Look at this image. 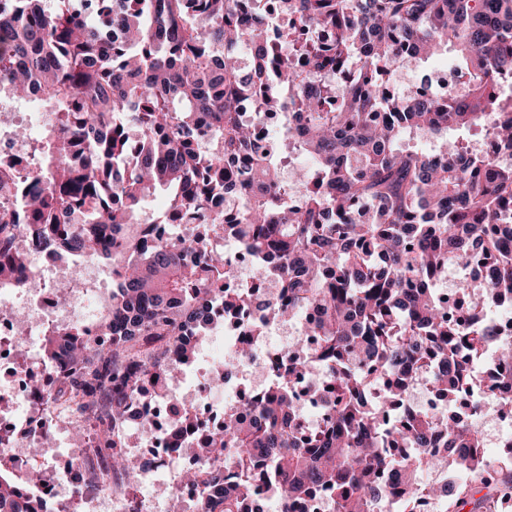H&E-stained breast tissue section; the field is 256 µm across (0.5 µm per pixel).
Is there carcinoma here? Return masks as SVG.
<instances>
[{
	"label": "carcinoma",
	"mask_w": 512,
	"mask_h": 512,
	"mask_svg": "<svg viewBox=\"0 0 512 512\" xmlns=\"http://www.w3.org/2000/svg\"><path fill=\"white\" fill-rule=\"evenodd\" d=\"M278 6L282 23L268 16ZM453 50L467 77L454 94L393 89L401 66ZM512 0H0V99L29 97L49 119L25 179L0 154V280L41 254L93 259L112 273L99 344L72 323L43 331L56 392L89 455L130 480L121 428L138 399L164 396L191 362V337L257 305L288 320L313 311V353L273 366L270 384L224 410L201 449L209 478L203 512H261L279 502L336 499V512H386L389 497L418 502L419 473L457 448L464 483L512 497L483 462L482 440L454 415L409 414L385 425L368 388L388 404L417 357L441 369L434 389L452 403L488 344L512 343L468 315L473 289L512 306ZM283 117L272 145L256 120ZM480 130L510 150L482 154L457 130ZM168 192L161 223L185 237L155 239L137 214ZM301 194L303 206L288 205ZM224 210L212 209V199ZM367 222L354 219L359 203ZM232 238L287 302L232 287L213 246ZM483 252V281H463L457 316L432 285ZM329 370L323 428L304 435L294 379ZM408 446L410 454L397 449ZM13 472L0 467V512H31Z\"/></svg>",
	"instance_id": "cac0c4a2"
}]
</instances>
